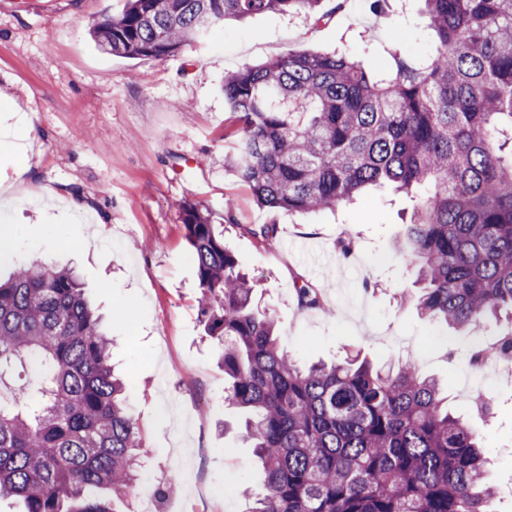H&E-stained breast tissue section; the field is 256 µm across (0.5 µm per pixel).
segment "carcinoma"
<instances>
[{
	"label": "carcinoma",
	"instance_id": "1",
	"mask_svg": "<svg viewBox=\"0 0 512 512\" xmlns=\"http://www.w3.org/2000/svg\"><path fill=\"white\" fill-rule=\"evenodd\" d=\"M325 0H126L93 29L113 56H175L227 19L275 11L316 23ZM431 51L398 47L378 71L343 52L288 50L224 79L236 153L227 165L262 208L331 209L390 185L412 201L397 251L418 262L421 316L456 331L512 321V0H424ZM199 314L222 347L224 402L264 471L250 512H495L479 434L408 358L301 366L276 319L253 307L210 214L182 205ZM223 223L263 243L274 224ZM297 305L321 293L295 282ZM73 271L32 259L0 280V501L22 512H117L145 467L128 385ZM480 368L512 362V329L474 347ZM27 383L11 388L16 368ZM107 489L112 497H98Z\"/></svg>",
	"mask_w": 512,
	"mask_h": 512
}]
</instances>
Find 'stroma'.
I'll list each match as a JSON object with an SVG mask.
<instances>
[{
    "label": "stroma",
    "mask_w": 512,
    "mask_h": 512,
    "mask_svg": "<svg viewBox=\"0 0 512 512\" xmlns=\"http://www.w3.org/2000/svg\"><path fill=\"white\" fill-rule=\"evenodd\" d=\"M125 0H0V93L12 113L0 138V181L14 182L27 149L30 170L13 202L0 207L11 246L0 274L39 258L72 269L103 317L112 363L129 385L127 406L145 450L143 478L169 477L182 459L177 495L133 499L134 512H248L261 472L239 438L242 415L224 402L219 351L198 319L197 269L181 218L184 202L214 222L233 206L239 223L278 226L268 245L229 228L224 240L257 280L253 305L277 321L278 342L299 363L333 361L350 348L376 365L415 357L449 407L481 436L499 488L497 512H512V369L492 367V413L469 406L473 339L506 331L489 319L475 336L423 318L401 292H414L416 266L392 243L411 211L383 188L335 210L288 215L257 205L226 171L236 150L227 136L224 78L294 50L369 53L386 65L393 37L408 52L428 49L422 0H342L333 22L315 26L276 12L229 21L164 59H124L101 51L94 24ZM356 240L351 256L338 240ZM316 286L322 308H298L296 279Z\"/></svg>",
    "instance_id": "35a3bbf8"
}]
</instances>
